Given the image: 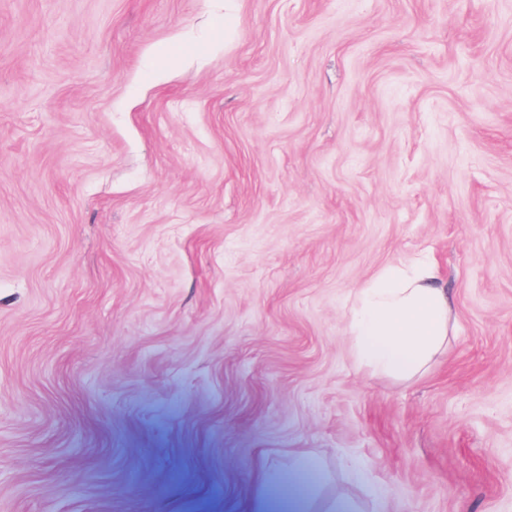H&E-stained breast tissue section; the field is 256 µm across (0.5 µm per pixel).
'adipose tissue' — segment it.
Wrapping results in <instances>:
<instances>
[{"label": "adipose tissue", "mask_w": 512, "mask_h": 512, "mask_svg": "<svg viewBox=\"0 0 512 512\" xmlns=\"http://www.w3.org/2000/svg\"><path fill=\"white\" fill-rule=\"evenodd\" d=\"M452 302L435 263L420 258L381 268L354 291L347 333L355 363L396 381L424 374L448 346ZM327 476L299 451L289 468L261 465L260 512H309Z\"/></svg>", "instance_id": "ef3b65f1"}]
</instances>
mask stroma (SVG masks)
<instances>
[{
	"instance_id": "1",
	"label": "stroma",
	"mask_w": 512,
	"mask_h": 512,
	"mask_svg": "<svg viewBox=\"0 0 512 512\" xmlns=\"http://www.w3.org/2000/svg\"><path fill=\"white\" fill-rule=\"evenodd\" d=\"M429 255L448 350L358 366ZM512 512V0H0V512ZM451 311L429 258L381 268L354 291L347 333L355 363L400 382L421 376L448 347ZM326 480L321 463L303 451L293 455L288 473L275 465L262 464L257 474V507L261 510L257 512H310L307 510L321 495Z\"/></svg>"
}]
</instances>
